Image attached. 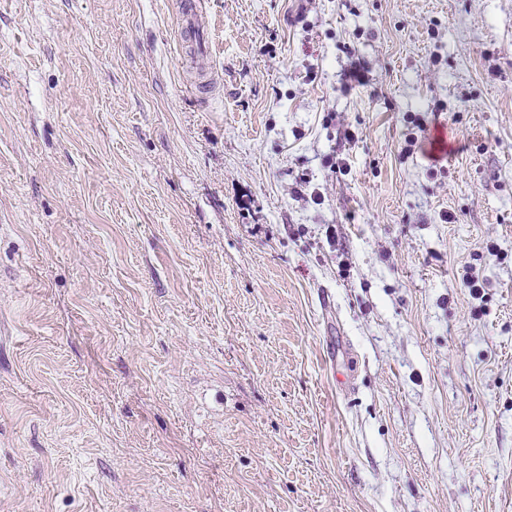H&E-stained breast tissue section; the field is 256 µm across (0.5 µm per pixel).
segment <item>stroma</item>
I'll return each mask as SVG.
<instances>
[{"instance_id": "obj_1", "label": "stroma", "mask_w": 512, "mask_h": 512, "mask_svg": "<svg viewBox=\"0 0 512 512\" xmlns=\"http://www.w3.org/2000/svg\"><path fill=\"white\" fill-rule=\"evenodd\" d=\"M183 10L0 0V512H512V0Z\"/></svg>"}]
</instances>
